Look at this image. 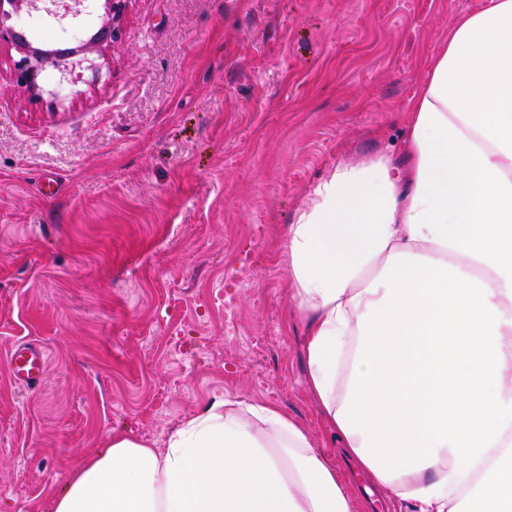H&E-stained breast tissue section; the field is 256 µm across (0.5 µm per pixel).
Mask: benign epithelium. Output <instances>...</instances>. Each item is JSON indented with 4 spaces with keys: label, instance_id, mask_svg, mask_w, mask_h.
I'll return each instance as SVG.
<instances>
[{
    "label": "benign epithelium",
    "instance_id": "7a95c632",
    "mask_svg": "<svg viewBox=\"0 0 512 512\" xmlns=\"http://www.w3.org/2000/svg\"><path fill=\"white\" fill-rule=\"evenodd\" d=\"M25 2L30 11L45 14L61 23L78 18L86 8L87 0H0V17L6 19L10 10L20 2ZM133 0H106L109 4V18L90 38L76 46L61 45L45 47L30 42L25 33L12 26H0V45L6 44L19 53L14 61L13 76L16 83L26 88L31 94H39L37 82L40 71L48 64L59 69L62 75H70L76 69L94 62L88 53L102 51L108 43H116L122 37L123 24Z\"/></svg>",
    "mask_w": 512,
    "mask_h": 512
}]
</instances>
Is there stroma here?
I'll use <instances>...</instances> for the list:
<instances>
[{
	"label": "stroma",
	"instance_id": "stroma-1",
	"mask_svg": "<svg viewBox=\"0 0 512 512\" xmlns=\"http://www.w3.org/2000/svg\"><path fill=\"white\" fill-rule=\"evenodd\" d=\"M488 0H133L95 69L12 81L0 46V512H49L120 432L163 447L217 397L339 459L305 386L278 241L339 162L400 155L453 17ZM106 21L9 23L53 46ZM21 342L47 356L17 384ZM8 368L20 385L35 387L41 384L46 374L45 353L34 346H18L8 358Z\"/></svg>",
	"mask_w": 512,
	"mask_h": 512
}]
</instances>
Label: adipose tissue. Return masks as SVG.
Listing matches in <instances>:
<instances>
[{"label": "adipose tissue", "instance_id": "ef3b65f1", "mask_svg": "<svg viewBox=\"0 0 512 512\" xmlns=\"http://www.w3.org/2000/svg\"><path fill=\"white\" fill-rule=\"evenodd\" d=\"M399 163L332 167L279 248L305 384L342 455L409 512H512V0L454 18ZM50 512H359L280 409L216 398L164 447L116 433Z\"/></svg>", "mask_w": 512, "mask_h": 512}]
</instances>
